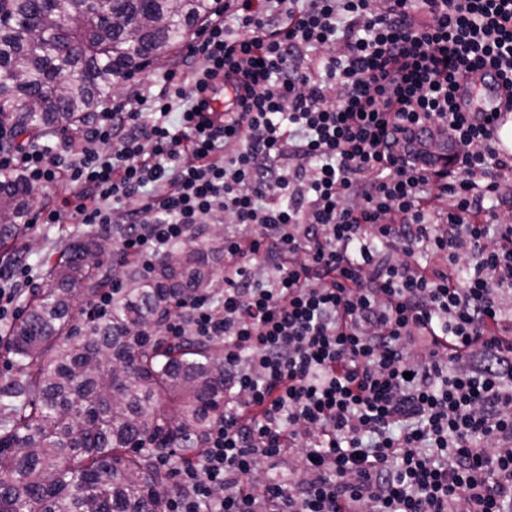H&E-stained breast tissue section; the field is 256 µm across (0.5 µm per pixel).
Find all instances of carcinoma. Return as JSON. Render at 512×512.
Masks as SVG:
<instances>
[{"instance_id": "1", "label": "carcinoma", "mask_w": 512, "mask_h": 512, "mask_svg": "<svg viewBox=\"0 0 512 512\" xmlns=\"http://www.w3.org/2000/svg\"><path fill=\"white\" fill-rule=\"evenodd\" d=\"M214 11V0H0V127L25 143L75 128ZM40 194L0 175V246ZM223 244L195 228L150 273H129L106 315L77 324L75 301L90 306L109 285L112 235L65 246L7 341L17 373L0 383V512H169L155 460L204 447L224 415V355L160 327L178 295L218 287Z\"/></svg>"}]
</instances>
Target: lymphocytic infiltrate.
<instances>
[{"instance_id":"lymphocytic-infiltrate-1","label":"lymphocytic infiltrate","mask_w":512,"mask_h":512,"mask_svg":"<svg viewBox=\"0 0 512 512\" xmlns=\"http://www.w3.org/2000/svg\"><path fill=\"white\" fill-rule=\"evenodd\" d=\"M375 2L224 0L157 94L0 154L1 173L59 187L38 223L123 210L117 250L145 271L215 212L254 229L225 237L223 289L163 325L222 342L227 376L170 512H512V224L496 194L512 155L494 114L457 104L485 70L512 106V0ZM440 127L444 162L423 150ZM31 282L28 264L0 266V324ZM291 451L304 479L252 481Z\"/></svg>"}]
</instances>
